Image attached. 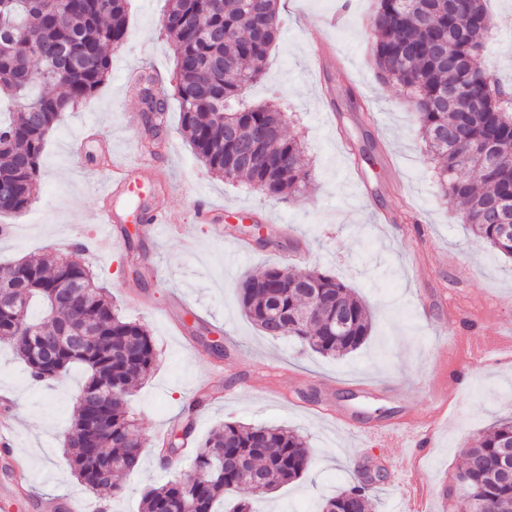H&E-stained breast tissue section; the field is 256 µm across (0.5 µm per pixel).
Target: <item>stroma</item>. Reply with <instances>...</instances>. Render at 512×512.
<instances>
[{
    "label": "stroma",
    "instance_id": "stroma-1",
    "mask_svg": "<svg viewBox=\"0 0 512 512\" xmlns=\"http://www.w3.org/2000/svg\"><path fill=\"white\" fill-rule=\"evenodd\" d=\"M373 0H283V28L263 79L248 96L260 103L278 95L287 134L301 137L313 170L307 191L289 200L265 197L239 181L207 172L180 130L174 93L175 61L161 21L168 0H129L128 31L112 52L108 81L87 104L66 111L41 159L40 192L18 214H0V271L10 263L103 231L96 214V172L105 160L95 145L69 147L86 127L112 142V160L151 161L173 186L154 204L167 223L187 224L198 200L246 208L269 221L253 235V250L237 256L241 223L223 239L197 236L194 251L165 235L150 242L137 225L116 224L108 253L82 260L109 288L119 314L150 330L158 361L129 396L143 440L142 464L121 478L117 496L79 486L70 473L65 433L85 374L67 382H35L25 365L0 346V395L12 399L15 453L25 471L10 485V512H36L38 500L73 496L77 506L139 512L143 492L189 471L182 457L164 465L158 432L188 431L189 445L226 421L297 431L315 450L309 470L261 499L255 512H320L324 498L356 482L359 465L379 464L372 512H396L423 489L425 512H449L445 489L464 462V450L495 421L512 416V260L495 253L463 224L437 181L435 163L418 133L410 103L396 83L376 76L367 18ZM492 35L476 59L498 80L512 81V0H487ZM150 72L168 100L166 141L144 154V126L129 72ZM134 248H127L126 239ZM270 266L317 267L352 288L371 314V333L358 350L326 358L289 336L265 335L243 312L241 282ZM199 310L174 326L165 316L175 300ZM457 310L449 324V310ZM489 341L484 360L469 348ZM260 370L276 373L272 389H255ZM446 375L443 405L427 392ZM417 416L431 421L423 452L399 449L384 462L377 449L352 434L351 424L378 426Z\"/></svg>",
    "mask_w": 512,
    "mask_h": 512
}]
</instances>
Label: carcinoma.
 <instances>
[{
  "label": "carcinoma",
  "instance_id": "1",
  "mask_svg": "<svg viewBox=\"0 0 512 512\" xmlns=\"http://www.w3.org/2000/svg\"><path fill=\"white\" fill-rule=\"evenodd\" d=\"M162 28L175 59L180 124L196 157L225 178L224 156L249 145L264 129L284 125L279 104H254L247 90L264 73L280 34L277 0H169ZM369 19L374 63L380 77L406 91L420 134L437 159L442 191L460 211L469 231L512 259V240L500 236L490 206L512 209V92L480 69L476 57L491 34L485 0H377ZM128 0H0V98L28 107L0 119V212L19 213L37 197L40 161L48 134L62 114L94 97L112 70L111 48L127 33ZM146 75L163 135L166 97ZM479 98L483 108L473 111ZM494 145L489 161L463 149ZM244 179L269 198L300 194L311 179L302 140L274 136L261 168L242 167ZM81 249L62 255H30L0 277V343L10 345L35 381L56 380L81 366L86 380L76 398L65 438L71 473L92 491L121 489L115 477L137 472L143 442L127 409L130 390L157 364L147 328L121 317L112 298L79 260ZM240 302L250 320L270 334V313L279 314L280 334L328 357L358 350L370 335L365 304L344 283L319 269L267 268L246 277ZM42 307L31 318L33 303ZM343 327H329L336 311ZM66 332L52 357H43L41 337ZM101 414L92 430L90 417ZM512 447V417L492 424L465 450L456 476L468 512H512V483L500 477V458ZM116 467L101 477L100 457ZM313 450L286 428L228 421L194 449L190 471L145 491L140 512H214L218 499L242 487L233 457L256 469L265 482L259 495L301 478ZM461 503V504H463ZM455 503L454 512H459ZM368 487L359 484L325 500L321 512H368Z\"/></svg>",
  "mask_w": 512,
  "mask_h": 512
}]
</instances>
